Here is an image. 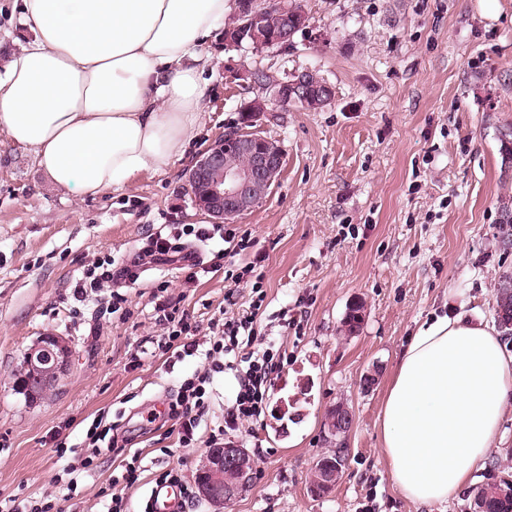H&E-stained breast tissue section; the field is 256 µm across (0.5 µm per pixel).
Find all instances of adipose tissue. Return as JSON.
Returning a JSON list of instances; mask_svg holds the SVG:
<instances>
[{"label": "adipose tissue", "instance_id": "adipose-tissue-1", "mask_svg": "<svg viewBox=\"0 0 512 512\" xmlns=\"http://www.w3.org/2000/svg\"><path fill=\"white\" fill-rule=\"evenodd\" d=\"M32 37L0 77V132L56 187L96 195L182 157L202 123L207 45L235 0H23ZM512 403V354L463 315L422 325L380 414L383 453L408 499L454 498Z\"/></svg>", "mask_w": 512, "mask_h": 512}]
</instances>
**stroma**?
Segmentation results:
<instances>
[{"label": "stroma", "mask_w": 512, "mask_h": 512, "mask_svg": "<svg viewBox=\"0 0 512 512\" xmlns=\"http://www.w3.org/2000/svg\"><path fill=\"white\" fill-rule=\"evenodd\" d=\"M309 24L291 46L259 53L225 49L222 36L206 75L208 97L198 137L166 171H145L91 196L53 187L33 153L0 132V499L19 506L56 498L63 512H108L123 462L103 452L91 470L86 431L100 413L135 430L131 450L140 481L123 489L127 512H144L158 475L182 469L195 481L206 448L179 447L154 427L140 429L157 400L201 366L167 363L155 353L154 287L171 282L208 333L225 307L223 273L181 288L176 263H151L126 289L130 316L106 310L109 290L75 308L72 292L88 265L139 256L153 224H205L189 198L197 155L240 125L242 101L263 89L241 77L260 69L283 80L307 69L334 89L316 112L294 107L262 117L261 134L285 151L279 180L262 204L236 218L254 249L226 257L259 262L265 275L262 335L284 345L289 362L263 424L238 441L257 465L256 480L224 512H474L473 486L512 462V405L484 468L455 498L406 499L381 453L379 415L396 363L425 322L465 313L493 321L494 289L512 272V161L499 132L512 129V0H302ZM32 21L20 0H0V73L25 46ZM364 320L343 337L349 304ZM298 328H285L284 317ZM66 337L73 360L60 383L36 402L15 388L20 362L43 332ZM142 366L129 370L132 354ZM376 372L372 388L361 385ZM354 413L343 476L317 498L308 481L329 450L327 410ZM74 470L77 484L64 475Z\"/></svg>", "instance_id": "1"}]
</instances>
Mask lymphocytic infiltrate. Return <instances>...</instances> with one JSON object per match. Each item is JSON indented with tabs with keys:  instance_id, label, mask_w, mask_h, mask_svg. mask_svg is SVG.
I'll return each mask as SVG.
<instances>
[{
	"instance_id": "lymphocytic-infiltrate-1",
	"label": "lymphocytic infiltrate",
	"mask_w": 512,
	"mask_h": 512,
	"mask_svg": "<svg viewBox=\"0 0 512 512\" xmlns=\"http://www.w3.org/2000/svg\"><path fill=\"white\" fill-rule=\"evenodd\" d=\"M194 237L205 243L221 239L230 243L234 251L242 252L252 248L255 239L251 230L229 224H206L199 227H178L172 224L157 225L147 237L143 257L153 261L177 260L183 250V236ZM223 253H216L207 267L208 272H223L225 279L234 284H247L250 298L247 310L238 318H219L213 323V330L206 343L197 339L198 326L192 316L182 308L181 297L170 293L168 281H161L155 287V323L162 331L158 343L167 358L183 359L198 355L204 361L200 371L186 378L176 394L164 402V415L170 421L171 429L177 434L180 447L194 448L199 442L209 447L223 446L226 436L237 433L244 426L261 424L268 408V394L280 372L288 363L286 349L260 336L258 325L265 312L266 291L263 275L256 266L247 265L240 271L222 267ZM138 275L131 266L108 259L92 264L76 281L72 297L76 302H85L98 290L110 291L111 310L119 312L127 302L125 287L136 283ZM232 372L237 390L224 404V420L211 429L207 439H199L198 430L212 390L216 374Z\"/></svg>"
}]
</instances>
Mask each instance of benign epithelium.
I'll return each mask as SVG.
<instances>
[{
  "label": "benign epithelium",
  "mask_w": 512,
  "mask_h": 512,
  "mask_svg": "<svg viewBox=\"0 0 512 512\" xmlns=\"http://www.w3.org/2000/svg\"><path fill=\"white\" fill-rule=\"evenodd\" d=\"M288 39L283 30L276 39L266 40L258 31L257 20L251 19L235 27L224 28V47L260 52ZM271 98L254 97L239 107L242 127L224 133L198 155L188 172V185L197 209L208 214L214 223L222 224L255 208L263 201L259 190L269 189L280 177L285 161L283 148L254 129L270 105L296 104L314 93L334 98L333 87L307 69L270 87ZM243 158L236 164L233 159ZM69 341L48 331L26 355L29 396L40 399L54 388L71 365ZM353 411L343 403L337 405L334 432L347 436L353 425ZM255 462L238 442L209 450L200 467L196 488L199 497L222 512L229 499H236L252 486Z\"/></svg>",
  "instance_id": "7a95c632"
}]
</instances>
